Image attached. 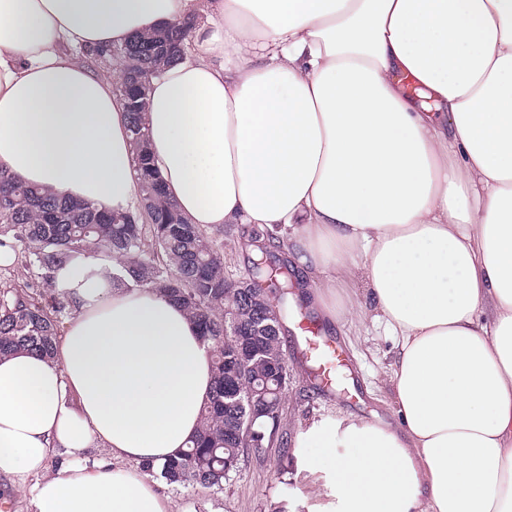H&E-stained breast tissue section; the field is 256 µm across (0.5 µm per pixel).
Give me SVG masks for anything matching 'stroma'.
<instances>
[{
  "label": "stroma",
  "instance_id": "1",
  "mask_svg": "<svg viewBox=\"0 0 512 512\" xmlns=\"http://www.w3.org/2000/svg\"><path fill=\"white\" fill-rule=\"evenodd\" d=\"M255 234L253 225L237 224L218 236L228 279L247 277L250 259L246 241ZM321 333L344 351L345 388L339 391L314 386L307 377L295 332H286L282 350L291 377L281 402L282 429L293 438L314 421L372 411L392 420L390 387L383 372L391 361L393 342L384 326L372 322L353 325L343 320L322 328ZM322 486V481L298 469L295 458H283L280 448L269 445L261 453L250 454L221 490L167 485L163 491L170 496L174 512H312L320 503L314 492Z\"/></svg>",
  "mask_w": 512,
  "mask_h": 512
}]
</instances>
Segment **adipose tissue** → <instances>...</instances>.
<instances>
[{
    "label": "adipose tissue",
    "instance_id": "obj_1",
    "mask_svg": "<svg viewBox=\"0 0 512 512\" xmlns=\"http://www.w3.org/2000/svg\"><path fill=\"white\" fill-rule=\"evenodd\" d=\"M187 20L144 115L168 199L287 236L330 317L394 341L397 425L297 436L327 512H512V0H0V169L133 208L123 73L78 52ZM121 267H60L78 309L53 355L0 357V473L35 512H172L142 464L196 435L211 344L181 306L110 287Z\"/></svg>",
    "mask_w": 512,
    "mask_h": 512
}]
</instances>
